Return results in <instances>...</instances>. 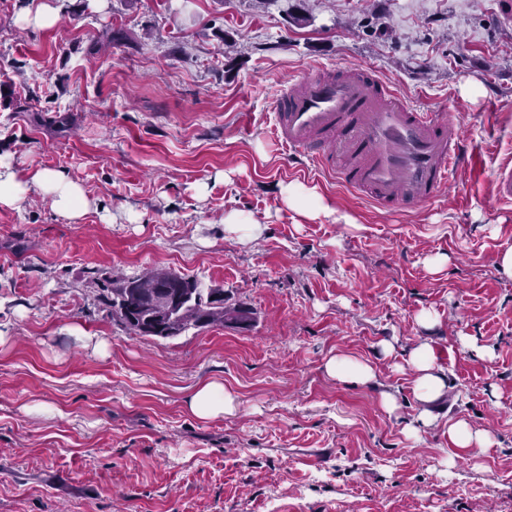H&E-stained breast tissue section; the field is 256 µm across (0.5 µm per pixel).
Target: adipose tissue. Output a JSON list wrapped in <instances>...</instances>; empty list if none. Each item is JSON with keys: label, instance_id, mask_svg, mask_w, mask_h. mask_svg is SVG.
<instances>
[{"label": "adipose tissue", "instance_id": "obj_1", "mask_svg": "<svg viewBox=\"0 0 512 512\" xmlns=\"http://www.w3.org/2000/svg\"><path fill=\"white\" fill-rule=\"evenodd\" d=\"M34 193L48 197L55 211L74 222L79 221L91 206L83 188L63 171L42 169L27 177L15 171L10 164L0 162V208H17ZM282 199L288 208L310 220L333 213L316 189L298 183L284 185ZM407 364L412 371L417 398L428 405L419 419L422 424H431L435 416L429 405L446 392L445 372L438 364L432 346L425 342L410 352ZM184 407L197 420L211 421L231 412L235 407V398L225 390L223 383L211 381L198 386L186 398Z\"/></svg>", "mask_w": 512, "mask_h": 512}]
</instances>
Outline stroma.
<instances>
[{
	"mask_svg": "<svg viewBox=\"0 0 512 512\" xmlns=\"http://www.w3.org/2000/svg\"><path fill=\"white\" fill-rule=\"evenodd\" d=\"M54 2L58 23L33 31L24 0H0V160L63 171L92 206L76 223L37 194L0 210V512H512V278L496 266L512 204L488 179L512 164L499 0ZM109 28L125 39L90 53ZM317 65L454 107L478 167L409 211L297 167L275 97ZM287 183L342 221L286 207ZM231 210L261 223L251 245L225 232ZM147 267L223 291L250 326L128 333L97 286ZM421 342L448 392L411 435ZM339 352L376 382L328 376ZM212 380L237 407L196 420L184 400ZM459 418L493 446L451 459Z\"/></svg>",
	"mask_w": 512,
	"mask_h": 512,
	"instance_id": "35a3bbf8",
	"label": "stroma"
}]
</instances>
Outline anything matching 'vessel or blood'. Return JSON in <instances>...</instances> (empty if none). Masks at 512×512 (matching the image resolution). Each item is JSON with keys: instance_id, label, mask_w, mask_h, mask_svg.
Instances as JSON below:
<instances>
[{"instance_id": "obj_1", "label": "vessel or blood", "mask_w": 512, "mask_h": 512, "mask_svg": "<svg viewBox=\"0 0 512 512\" xmlns=\"http://www.w3.org/2000/svg\"><path fill=\"white\" fill-rule=\"evenodd\" d=\"M273 130L297 163L336 176L383 209L435 201L453 174L477 160L456 112L412 108L372 69L344 78L295 74L275 102ZM495 197L512 202V166L492 169Z\"/></svg>"}]
</instances>
